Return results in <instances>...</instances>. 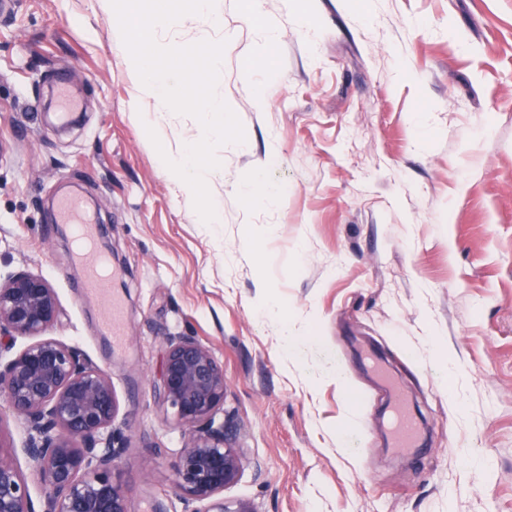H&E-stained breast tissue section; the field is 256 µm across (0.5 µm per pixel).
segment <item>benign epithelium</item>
<instances>
[{"label": "benign epithelium", "mask_w": 512, "mask_h": 512, "mask_svg": "<svg viewBox=\"0 0 512 512\" xmlns=\"http://www.w3.org/2000/svg\"><path fill=\"white\" fill-rule=\"evenodd\" d=\"M59 316L56 292L41 275L0 277V409L21 425V451L43 486L34 501L0 429V512H129L113 476L126 440L115 427L112 380L51 335ZM20 338L27 343L16 351ZM225 388L224 367L208 348L190 336L168 338L159 395L189 431L172 467L188 512H253L224 500L243 465V449L216 420Z\"/></svg>", "instance_id": "1"}]
</instances>
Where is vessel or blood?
<instances>
[{"label": "vessel or blood", "mask_w": 512, "mask_h": 512, "mask_svg": "<svg viewBox=\"0 0 512 512\" xmlns=\"http://www.w3.org/2000/svg\"><path fill=\"white\" fill-rule=\"evenodd\" d=\"M61 223L70 225L74 235V259L84 270L82 291L89 296L105 297L107 303L100 310L101 329L108 341L121 342L126 334L124 308L121 300L112 295L114 273L108 259L97 253L95 246V226L85 215L80 201L73 197H63L57 202ZM389 433L393 447L413 449L419 442L420 425L410 406L397 402L390 417Z\"/></svg>", "instance_id": "b4317fda"}]
</instances>
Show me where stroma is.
Wrapping results in <instances>:
<instances>
[{
    "label": "stroma",
    "mask_w": 512,
    "mask_h": 512,
    "mask_svg": "<svg viewBox=\"0 0 512 512\" xmlns=\"http://www.w3.org/2000/svg\"><path fill=\"white\" fill-rule=\"evenodd\" d=\"M117 25L103 0H0V275L44 276L53 336L111 378L131 512L184 510L187 434L158 390L171 336L224 366L220 418L245 451L225 499L512 512V0H263L256 16L216 0L157 28L227 42L217 93L245 141L216 151L209 228L159 164ZM61 80L82 103L65 132L48 113ZM155 130L167 148L202 136L172 112ZM63 195L111 259L119 345L76 288ZM366 350L418 415L421 453L391 447Z\"/></svg>",
    "instance_id": "obj_1"
}]
</instances>
